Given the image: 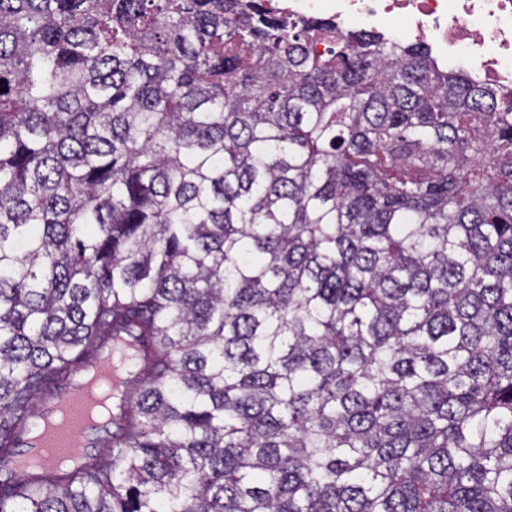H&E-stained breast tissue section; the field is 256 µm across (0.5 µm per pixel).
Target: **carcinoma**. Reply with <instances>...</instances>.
I'll list each match as a JSON object with an SVG mask.
<instances>
[{
	"instance_id": "1",
	"label": "carcinoma",
	"mask_w": 512,
	"mask_h": 512,
	"mask_svg": "<svg viewBox=\"0 0 512 512\" xmlns=\"http://www.w3.org/2000/svg\"><path fill=\"white\" fill-rule=\"evenodd\" d=\"M267 0H0V463L108 338L117 427L0 512H512V101Z\"/></svg>"
}]
</instances>
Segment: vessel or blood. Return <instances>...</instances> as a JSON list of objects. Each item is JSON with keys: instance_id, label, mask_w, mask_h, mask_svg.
<instances>
[{"instance_id": "vessel-or-blood-1", "label": "vessel or blood", "mask_w": 512, "mask_h": 512, "mask_svg": "<svg viewBox=\"0 0 512 512\" xmlns=\"http://www.w3.org/2000/svg\"><path fill=\"white\" fill-rule=\"evenodd\" d=\"M133 351L126 344L107 342L98 357L76 369L57 394L41 401L32 421L20 430L21 453L9 460L8 467L22 475L30 467L55 472L87 458L96 446L100 432L111 428L112 417L77 416L75 409L90 381L105 366L118 362L122 368L112 379L110 404H117L129 379Z\"/></svg>"}]
</instances>
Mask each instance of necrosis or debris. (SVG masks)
<instances>
[{
	"mask_svg": "<svg viewBox=\"0 0 512 512\" xmlns=\"http://www.w3.org/2000/svg\"><path fill=\"white\" fill-rule=\"evenodd\" d=\"M294 20L324 22L317 53L351 28L426 48L436 67L512 91V0H270Z\"/></svg>",
	"mask_w": 512,
	"mask_h": 512,
	"instance_id": "obj_1",
	"label": "necrosis or debris"
}]
</instances>
